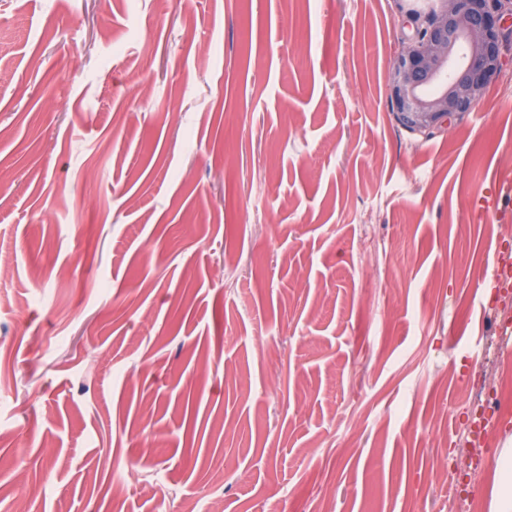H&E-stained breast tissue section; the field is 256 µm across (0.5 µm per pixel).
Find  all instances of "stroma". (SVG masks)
<instances>
[{
  "instance_id": "35a3bbf8",
  "label": "stroma",
  "mask_w": 512,
  "mask_h": 512,
  "mask_svg": "<svg viewBox=\"0 0 512 512\" xmlns=\"http://www.w3.org/2000/svg\"><path fill=\"white\" fill-rule=\"evenodd\" d=\"M396 0H0V512H448L497 362L507 61L425 136ZM148 429L151 443L139 432Z\"/></svg>"
}]
</instances>
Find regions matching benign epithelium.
Segmentation results:
<instances>
[{
  "instance_id": "7a95c632",
  "label": "benign epithelium",
  "mask_w": 512,
  "mask_h": 512,
  "mask_svg": "<svg viewBox=\"0 0 512 512\" xmlns=\"http://www.w3.org/2000/svg\"><path fill=\"white\" fill-rule=\"evenodd\" d=\"M406 17L414 34L393 60L390 99L402 125L429 135L448 117L473 110L502 70L512 0H436L425 16Z\"/></svg>"
}]
</instances>
